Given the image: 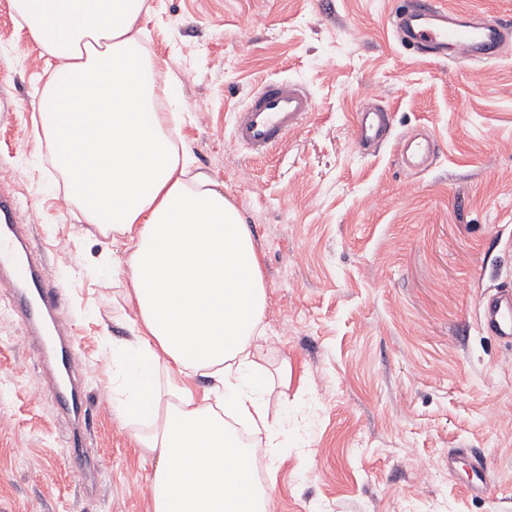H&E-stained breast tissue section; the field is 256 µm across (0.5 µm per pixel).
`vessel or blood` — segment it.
Listing matches in <instances>:
<instances>
[{"label": "vessel or blood", "instance_id": "1", "mask_svg": "<svg viewBox=\"0 0 512 512\" xmlns=\"http://www.w3.org/2000/svg\"><path fill=\"white\" fill-rule=\"evenodd\" d=\"M394 24L418 50L437 55L450 49L461 60L493 59L512 44V23L465 21L461 12L447 7L445 0H402L401 8L394 13ZM313 109L312 98L298 85L284 80L263 82L236 113L233 139L251 155H269ZM388 127L386 111L368 102L358 113L356 137L360 142L374 143L384 138ZM398 151L405 166L419 169L427 165L433 145L429 138L413 136L401 140ZM18 208L17 198L1 189L0 289L13 299L25 334L37 348L49 392L65 411L79 418L84 413V396L74 384L63 385L57 380L58 373L73 374L79 362L60 315L61 292L53 286L46 263L28 248L30 227L19 223ZM480 327L489 335L512 341V290L500 289L482 297ZM463 459L471 470L466 492L484 495L487 483L481 453L474 449L449 450V470H456Z\"/></svg>", "mask_w": 512, "mask_h": 512}]
</instances>
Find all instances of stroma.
<instances>
[{"mask_svg":"<svg viewBox=\"0 0 512 512\" xmlns=\"http://www.w3.org/2000/svg\"><path fill=\"white\" fill-rule=\"evenodd\" d=\"M145 47L174 71L180 150L241 211L262 256L267 304L258 363L287 371L289 449L272 472L274 512H512V343L479 328L484 294L512 289V54L471 63L404 49L398 0H148ZM50 57L0 0V182L62 292V317L88 397L80 483L64 450L69 421L45 392L36 351L0 292V512H152L147 425L105 397L107 346L134 334L127 255L61 210L63 178L40 144L33 104ZM287 79L314 102L272 155L235 145V112L262 83ZM390 114L361 151L366 97ZM427 132L434 155L404 166L398 141ZM112 249L109 288L91 274ZM476 448L487 493L464 492Z\"/></svg>","mask_w":512,"mask_h":512,"instance_id":"obj_1","label":"stroma"}]
</instances>
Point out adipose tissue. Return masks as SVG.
I'll return each instance as SVG.
<instances>
[{"label":"adipose tissue","instance_id":"obj_1","mask_svg":"<svg viewBox=\"0 0 512 512\" xmlns=\"http://www.w3.org/2000/svg\"><path fill=\"white\" fill-rule=\"evenodd\" d=\"M17 23L57 65L36 110L65 191L86 223L128 239L137 334L112 345L111 401L127 422L155 425L152 512H272L257 456L277 462L288 437L268 408L255 361L267 303L240 210L191 173L167 133L138 21L146 0H12ZM173 372L161 376L162 366ZM214 385L196 397L184 377ZM246 424L251 442L236 429Z\"/></svg>","mask_w":512,"mask_h":512}]
</instances>
